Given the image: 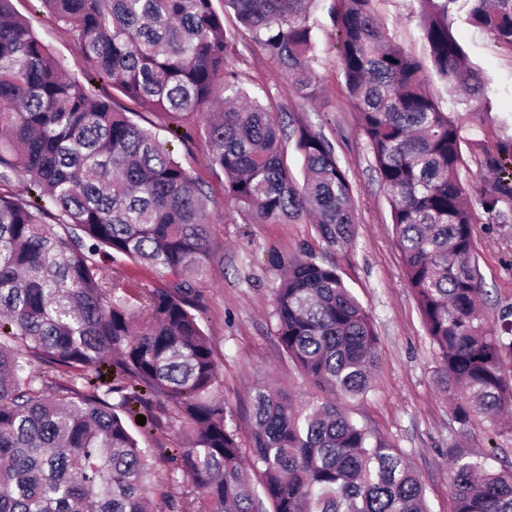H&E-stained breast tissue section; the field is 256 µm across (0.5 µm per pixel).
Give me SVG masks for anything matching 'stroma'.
Listing matches in <instances>:
<instances>
[{
  "mask_svg": "<svg viewBox=\"0 0 512 512\" xmlns=\"http://www.w3.org/2000/svg\"><path fill=\"white\" fill-rule=\"evenodd\" d=\"M13 5L71 73L78 77L89 73L78 43L39 0H13ZM338 5L339 0H318L314 8L319 66L318 79L308 89L298 90L294 78L277 70L246 36L228 65L240 71L246 86L266 90L264 103L281 127L303 117L320 126L334 144L353 187L355 234L346 249L328 248L315 225L304 220L249 223L226 202L224 175L210 168L202 140L185 143L171 136V120L160 112L142 113L140 123L167 139L174 156L191 168L211 200L212 258L202 276V325L221 365L222 395L233 412L242 447L251 444L247 422L255 386L272 381L294 392L306 388L279 348L273 290L292 259L311 255L333 261L371 315L378 336V361L370 388L364 397L348 401L347 410L406 454L423 481L431 512H453L449 493L452 457L486 456L494 467L510 466L512 436L495 432L480 416L460 427L439 391L436 353L407 286L386 191L339 66L330 14ZM374 8L394 41L412 55L427 58L428 47L419 29V0H375ZM452 33L490 83L494 109L483 118L486 143L512 135V51L467 24L453 23ZM474 247L485 315L496 328L502 313L512 308V220L478 225Z\"/></svg>",
  "mask_w": 512,
  "mask_h": 512,
  "instance_id": "obj_1",
  "label": "stroma"
}]
</instances>
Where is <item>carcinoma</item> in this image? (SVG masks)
<instances>
[{"label":"carcinoma","mask_w":512,"mask_h":512,"mask_svg":"<svg viewBox=\"0 0 512 512\" xmlns=\"http://www.w3.org/2000/svg\"><path fill=\"white\" fill-rule=\"evenodd\" d=\"M76 38L96 77L133 105L116 109L68 74L12 0H0V512H155L154 454L129 422L159 410L182 427L167 460L192 489L181 512H430L405 454L358 424L376 362L370 315L333 262L288 263L274 289L282 353L311 391L266 384L250 396L251 446L226 421L221 374L202 329L208 199L167 142L134 121L196 120L224 196L255 224L308 218L348 247L353 189L333 143L305 119L288 136L227 67L240 29L299 90L317 79L316 0H39ZM338 60L379 181L438 384L462 427L482 416L512 434V321L486 326L475 225L512 218V136L484 145L443 111L425 64L394 43L374 0H342ZM432 69L492 112L488 82L454 38L456 15L512 51V0H422ZM233 10L238 25L224 23ZM303 159L288 170L284 139ZM490 174L467 201L463 172ZM111 265L104 277L100 259ZM151 287L133 288L134 270ZM64 383H59V379ZM455 512H512V466L452 459Z\"/></svg>","instance_id":"obj_1"}]
</instances>
